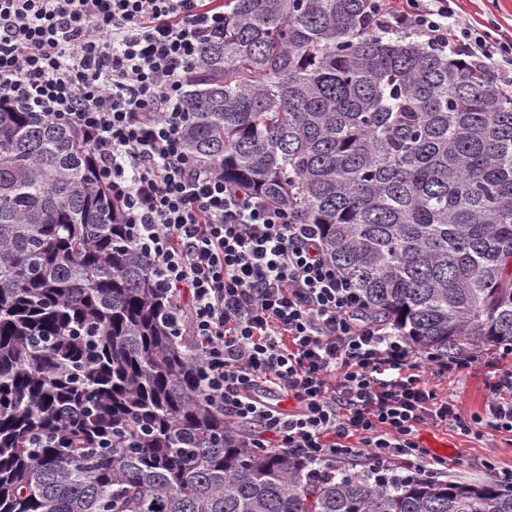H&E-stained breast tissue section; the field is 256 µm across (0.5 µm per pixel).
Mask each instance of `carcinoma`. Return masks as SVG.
<instances>
[{"instance_id":"cac0c4a2","label":"carcinoma","mask_w":512,"mask_h":512,"mask_svg":"<svg viewBox=\"0 0 512 512\" xmlns=\"http://www.w3.org/2000/svg\"><path fill=\"white\" fill-rule=\"evenodd\" d=\"M375 0H224L185 150L304 224L440 358L512 345V91ZM90 146L0 105V512H512L506 480L315 475L197 385Z\"/></svg>"}]
</instances>
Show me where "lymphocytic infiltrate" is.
I'll return each instance as SVG.
<instances>
[{"label":"lymphocytic infiltrate","instance_id":"lymphocytic-infiltrate-1","mask_svg":"<svg viewBox=\"0 0 512 512\" xmlns=\"http://www.w3.org/2000/svg\"><path fill=\"white\" fill-rule=\"evenodd\" d=\"M450 13L448 0H403L385 18L491 65L496 47L467 28L451 37ZM223 35L224 0H0V102L89 143L155 288L181 304L169 326L197 346L203 392L230 425L252 426L255 447L316 470L364 455L380 472L426 466V424L512 434L511 370L486 415H464L436 386L458 360L421 355L372 317L318 225L187 155L185 89L202 44Z\"/></svg>","mask_w":512,"mask_h":512}]
</instances>
